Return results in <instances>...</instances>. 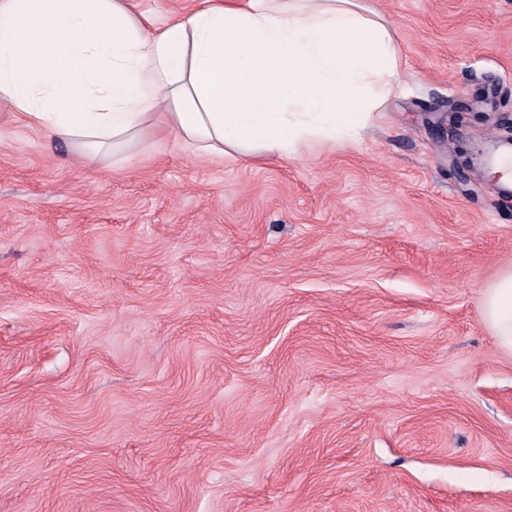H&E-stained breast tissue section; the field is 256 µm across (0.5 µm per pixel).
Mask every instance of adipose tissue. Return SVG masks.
Returning <instances> with one entry per match:
<instances>
[{
	"instance_id": "ef3b65f1",
	"label": "adipose tissue",
	"mask_w": 512,
	"mask_h": 512,
	"mask_svg": "<svg viewBox=\"0 0 512 512\" xmlns=\"http://www.w3.org/2000/svg\"><path fill=\"white\" fill-rule=\"evenodd\" d=\"M402 92L391 29L356 0H224L159 29L128 0H0V101L87 160L148 127L196 152L353 143ZM512 357V269L481 297Z\"/></svg>"
}]
</instances>
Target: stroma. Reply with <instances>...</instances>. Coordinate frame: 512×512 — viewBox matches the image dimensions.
I'll use <instances>...</instances> for the list:
<instances>
[{"mask_svg": "<svg viewBox=\"0 0 512 512\" xmlns=\"http://www.w3.org/2000/svg\"><path fill=\"white\" fill-rule=\"evenodd\" d=\"M362 3L405 92L353 144L116 168L0 103V512H512V0ZM481 305L484 325L499 350L512 357V268L484 288Z\"/></svg>", "mask_w": 512, "mask_h": 512, "instance_id": "obj_1", "label": "stroma"}]
</instances>
